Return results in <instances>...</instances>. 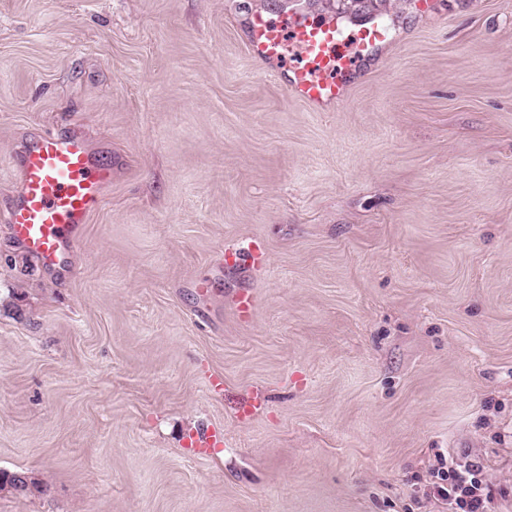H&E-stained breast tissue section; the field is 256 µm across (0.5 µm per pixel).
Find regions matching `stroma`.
<instances>
[{
	"label": "stroma",
	"mask_w": 512,
	"mask_h": 512,
	"mask_svg": "<svg viewBox=\"0 0 512 512\" xmlns=\"http://www.w3.org/2000/svg\"><path fill=\"white\" fill-rule=\"evenodd\" d=\"M292 10L392 41L314 107ZM46 130L112 186L56 268L0 221V512H512V0H0V218ZM448 486L438 485L437 492L448 500V512H488L489 495L485 493L483 469L477 462L464 467L448 463ZM18 475V478L27 481L23 475H26L29 479V485L24 487L22 491L14 492L11 488H13L15 485V482L17 481L16 475ZM0 491H6L12 497H14L17 500H26L30 498L31 496H34L36 493L41 494L45 492V487L43 483L39 480H36L34 477L28 475L24 472H15L11 473V476L9 473L4 472L3 474H0Z\"/></svg>",
	"instance_id": "35a3bbf8"
}]
</instances>
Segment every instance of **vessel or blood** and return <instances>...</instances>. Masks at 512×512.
Returning <instances> with one entry per match:
<instances>
[{"label":"vessel or blood","mask_w":512,"mask_h":512,"mask_svg":"<svg viewBox=\"0 0 512 512\" xmlns=\"http://www.w3.org/2000/svg\"><path fill=\"white\" fill-rule=\"evenodd\" d=\"M343 17L317 19L292 13L287 25L252 16L248 49L264 61L280 59L287 48L299 53L289 87L306 102L327 105L345 91L354 59L366 58L391 41L389 28L372 22L346 37ZM21 191L5 216L11 236L47 268L56 267L75 241L112 179L85 138L76 133L43 134L19 161Z\"/></svg>","instance_id":"obj_1"}]
</instances>
